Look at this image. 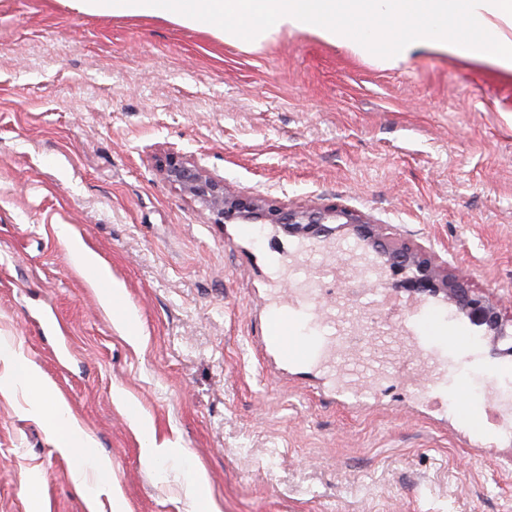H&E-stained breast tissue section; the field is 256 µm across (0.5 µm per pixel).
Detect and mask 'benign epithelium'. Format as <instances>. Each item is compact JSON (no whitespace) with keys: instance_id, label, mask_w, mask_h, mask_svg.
Returning a JSON list of instances; mask_svg holds the SVG:
<instances>
[{"instance_id":"benign-epithelium-1","label":"benign epithelium","mask_w":512,"mask_h":512,"mask_svg":"<svg viewBox=\"0 0 512 512\" xmlns=\"http://www.w3.org/2000/svg\"><path fill=\"white\" fill-rule=\"evenodd\" d=\"M162 168L168 181L197 203L211 224H286L289 231L311 238L353 230L374 247L393 276L394 287L419 295H443L471 324L493 336V354L512 352V316L503 315L488 296L449 273L448 263L435 254L406 243H390L387 229L370 223L359 212L339 204L288 208L262 196L243 195L178 152L168 154Z\"/></svg>"}]
</instances>
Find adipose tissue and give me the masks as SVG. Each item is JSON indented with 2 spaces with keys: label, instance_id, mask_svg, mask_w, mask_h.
Listing matches in <instances>:
<instances>
[{
  "label": "adipose tissue",
  "instance_id": "adipose-tissue-1",
  "mask_svg": "<svg viewBox=\"0 0 512 512\" xmlns=\"http://www.w3.org/2000/svg\"><path fill=\"white\" fill-rule=\"evenodd\" d=\"M97 17H155L208 28L224 41L258 46L280 33L312 32L394 65L422 49L512 70V0H72ZM23 388L28 411L50 423L54 446L73 455L93 493L111 494V461L37 366L0 341V384Z\"/></svg>",
  "mask_w": 512,
  "mask_h": 512
}]
</instances>
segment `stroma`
Instances as JSON below:
<instances>
[{
    "mask_svg": "<svg viewBox=\"0 0 512 512\" xmlns=\"http://www.w3.org/2000/svg\"><path fill=\"white\" fill-rule=\"evenodd\" d=\"M173 150L241 193L390 225L512 314V73L425 51L385 68L311 33L248 47L0 0V337L112 463L111 495L90 499L24 391L0 392V512H201L193 464L221 512H512V427L458 407L511 395L512 356L469 342L438 298L296 300L281 269L337 266L356 234L304 252L277 224L208 223L160 167ZM69 235L111 269L118 311ZM278 293L289 335L375 326L334 344L360 393L328 365L285 370L262 352ZM139 417L186 460L154 464Z\"/></svg>",
    "mask_w": 512,
    "mask_h": 512,
    "instance_id": "1",
    "label": "stroma"
}]
</instances>
